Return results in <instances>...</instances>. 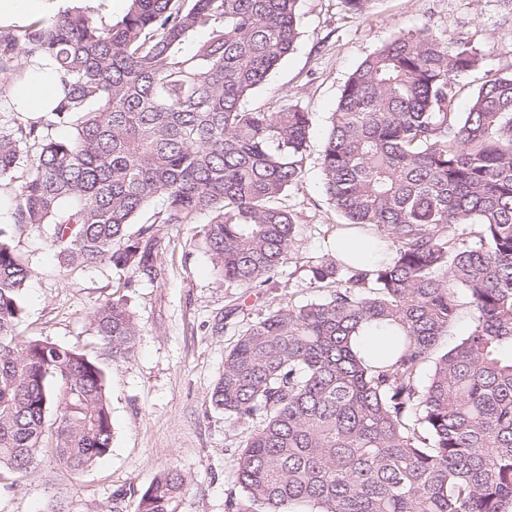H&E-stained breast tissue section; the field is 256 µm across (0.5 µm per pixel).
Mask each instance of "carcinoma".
<instances>
[{"label": "carcinoma", "mask_w": 512, "mask_h": 512, "mask_svg": "<svg viewBox=\"0 0 512 512\" xmlns=\"http://www.w3.org/2000/svg\"><path fill=\"white\" fill-rule=\"evenodd\" d=\"M298 4L129 0L112 23L69 3L0 30V98L34 64L61 90L49 111L0 118L13 224L50 227L70 268L130 271L124 288L157 274L155 225L200 224L224 281H272L293 242L281 197L302 178L312 113L245 102L294 50ZM481 59L423 29L344 83L320 155L325 195L343 227L392 258L317 261L328 295L273 309L225 354L211 405L255 424L227 512H512V74L487 75L458 112L457 79ZM61 125L71 133L56 138ZM30 276L0 228V472L22 475L49 452L81 474L112 448L105 372L84 352L19 336ZM464 298L470 333L432 358ZM93 321L112 358L133 352L140 329L124 296ZM369 322L396 329L391 362L353 351ZM187 486L177 468L157 475L136 512H179Z\"/></svg>", "instance_id": "1"}]
</instances>
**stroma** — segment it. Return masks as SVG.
<instances>
[{
	"label": "stroma",
	"mask_w": 512,
	"mask_h": 512,
	"mask_svg": "<svg viewBox=\"0 0 512 512\" xmlns=\"http://www.w3.org/2000/svg\"><path fill=\"white\" fill-rule=\"evenodd\" d=\"M299 14L294 50L246 101L268 112L296 104L313 114L304 175L283 199L297 229L275 284L224 282L198 225H156L158 275L139 276L122 291L140 336L134 354L118 361L96 345L91 316L119 292L126 271L62 268L45 230H15L12 244L32 271L18 332L86 351L103 367L114 438L111 453L78 476L48 453L24 476L0 474V512H135L140 493L172 467L190 481L180 512H225L249 428L213 409L210 395L225 352L251 324L321 294L307 262L332 253L340 222L326 201L319 156L343 84L376 48L423 27L483 54L458 79L457 111H467L487 72H512V0H378L366 14L349 12L342 0H300Z\"/></svg>",
	"instance_id": "35a3bbf8"
}]
</instances>
